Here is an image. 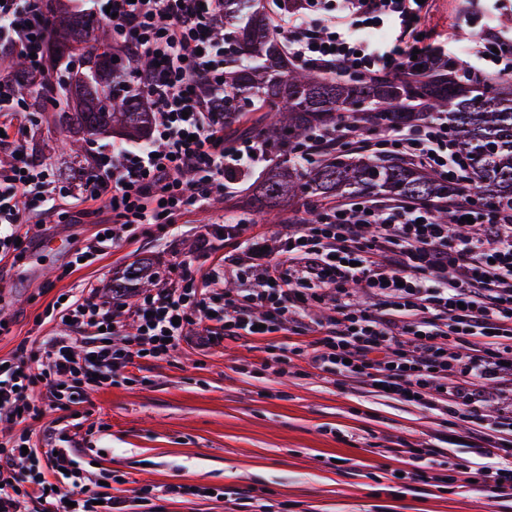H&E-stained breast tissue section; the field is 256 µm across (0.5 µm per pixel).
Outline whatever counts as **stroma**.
I'll use <instances>...</instances> for the list:
<instances>
[{
    "instance_id": "35a3bbf8",
    "label": "stroma",
    "mask_w": 512,
    "mask_h": 512,
    "mask_svg": "<svg viewBox=\"0 0 512 512\" xmlns=\"http://www.w3.org/2000/svg\"><path fill=\"white\" fill-rule=\"evenodd\" d=\"M461 0H429L423 31L451 41L468 28L459 23ZM32 127L25 143L30 159L51 166L57 179L74 181L55 145L50 112H26ZM267 165L237 176L223 195L202 209L188 208L174 231L138 233L92 264L70 268L73 249L83 247L110 220L100 205L71 197L54 212L30 218L28 251H39L44 274L22 276L13 258L0 260V358L22 342L58 332L46 320L49 303L79 285L112 293V280L137 261L166 274L179 265L208 272L224 253L248 257L253 244L283 246L292 224L309 218L294 201L277 222L261 220L249 204V188ZM243 223L240 236L222 235L225 213ZM282 331L273 341L240 340L201 349L181 344L167 360H140L112 387L91 393L93 448L89 458L111 473L110 493L127 512H225L219 494L237 492L235 512H252V497L266 512H512V493L488 503L462 486L465 471L485 465L471 431L449 432L430 412L362 388L350 393L333 376L304 362L266 363L270 344L294 342ZM426 441L441 450L442 465L431 483L404 479L405 442ZM169 484L198 488V495L154 501L141 490Z\"/></svg>"
}]
</instances>
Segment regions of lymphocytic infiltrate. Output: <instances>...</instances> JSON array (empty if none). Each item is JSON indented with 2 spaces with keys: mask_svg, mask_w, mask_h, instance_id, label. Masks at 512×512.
<instances>
[{
  "mask_svg": "<svg viewBox=\"0 0 512 512\" xmlns=\"http://www.w3.org/2000/svg\"><path fill=\"white\" fill-rule=\"evenodd\" d=\"M112 7L113 48L119 57L148 60L134 70L157 120L148 142L113 143L87 171L86 200L109 208L99 238L77 249L93 262L132 230L171 228L188 207H204L223 192L224 179L265 161L257 141H224V118L210 110L201 89L224 83L223 0H101ZM418 0H299L274 33L305 66L350 77L412 76L421 60L441 55L420 39ZM393 26L398 35L381 47L371 30ZM51 21L40 0H0V49L27 57L28 77L39 82L48 69L42 44ZM473 54L489 69L512 79V30L483 27ZM26 106L10 75H0V144L9 158L0 165V256H21L27 215L50 212L72 186L54 178L48 165L23 156ZM360 140L380 156H402L461 185L449 205L450 222L433 206L404 201L385 207L349 202L292 224L287 245L263 265L261 284L236 293L220 289L223 277H239L238 256L202 276L183 269L160 277L153 292L129 307L137 327L121 333L120 302L78 288L52 305L64 332L42 337L0 359V422L22 424L46 410L84 417L91 392L110 387L140 357L174 355L188 329L202 345L290 329L301 342L287 353L304 357L337 385L385 387L389 399L447 417L449 426L479 429L487 465L474 484L496 499L512 490V404H499L493 382L512 383V205L477 198L467 183L468 165L448 134L431 121L410 128L345 129L341 144ZM473 218L478 231L454 226ZM361 288L367 302L355 299ZM325 304L327 316L306 320L308 302ZM494 414H485L489 404ZM62 435L56 448H34L27 434L0 439V512H113L115 503L99 477L86 468L87 451Z\"/></svg>",
  "mask_w": 512,
  "mask_h": 512,
  "instance_id": "lymphocytic-infiltrate-1",
  "label": "lymphocytic infiltrate"
}]
</instances>
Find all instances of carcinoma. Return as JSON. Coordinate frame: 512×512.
<instances>
[{"label":"carcinoma","mask_w":512,"mask_h":512,"mask_svg":"<svg viewBox=\"0 0 512 512\" xmlns=\"http://www.w3.org/2000/svg\"><path fill=\"white\" fill-rule=\"evenodd\" d=\"M44 7L52 21L44 91H34L27 61L19 56L0 70L15 77L17 95L32 98V108L40 111L52 102L60 105V134L69 138L62 145L79 163L90 136L114 131L146 136L153 113L127 79V65L113 61L112 27L64 8L63 0H44ZM216 34L247 56L245 62L233 51L224 57V96L212 99L224 113V125L239 122L243 112H270V123L243 133L269 150H292L307 142L313 130H329L339 122L367 129L442 117L468 160L476 192L486 201L512 204V86L478 80L442 57L425 73L403 78L341 81L290 68L262 0H224V28ZM458 192L437 172L396 157L331 152L317 165L304 167L283 154L254 187L250 205L274 217L285 201L301 200L315 211L319 203L347 196L385 194L436 202L446 223L448 204ZM137 284H151L145 261L130 265L122 279L112 282V292L123 296Z\"/></svg>","instance_id":"obj_1"}]
</instances>
